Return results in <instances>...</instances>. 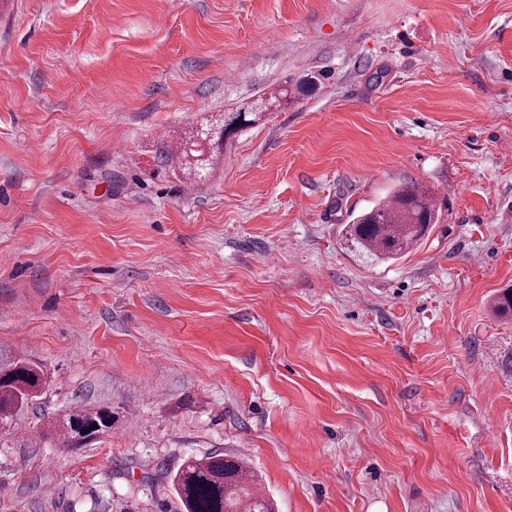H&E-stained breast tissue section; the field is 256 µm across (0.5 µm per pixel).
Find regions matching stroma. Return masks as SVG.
Returning a JSON list of instances; mask_svg holds the SVG:
<instances>
[{"mask_svg":"<svg viewBox=\"0 0 512 512\" xmlns=\"http://www.w3.org/2000/svg\"><path fill=\"white\" fill-rule=\"evenodd\" d=\"M0 349L46 376L0 512H180L165 470L246 460L276 512H512V0H8ZM213 176L155 138L282 87ZM439 224L369 265L401 184ZM104 406L72 452L44 417ZM438 221L435 199L416 184L393 188L383 201L345 226L347 242L368 260H396L428 236Z\"/></svg>","mask_w":512,"mask_h":512,"instance_id":"obj_1","label":"stroma"}]
</instances>
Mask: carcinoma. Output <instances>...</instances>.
Returning a JSON list of instances; mask_svg holds the SVG:
<instances>
[{
	"label": "carcinoma",
	"mask_w": 512,
	"mask_h": 512,
	"mask_svg": "<svg viewBox=\"0 0 512 512\" xmlns=\"http://www.w3.org/2000/svg\"><path fill=\"white\" fill-rule=\"evenodd\" d=\"M260 109L251 106L221 117L205 119L195 133L176 142L166 136L157 138L153 148L160 167L182 172L187 179L208 178L218 163V153L224 144L213 140L202 142L206 133L221 126L223 137L251 123L249 115ZM438 221L435 199L423 187L403 184L393 188L384 200L357 214L345 226L347 242L365 258L382 263L396 260L428 236ZM495 313L499 317L512 315V289H505L495 298ZM43 371L17 357L0 353V434L15 432L21 413L42 396ZM112 420L106 407H76L48 424L49 431L62 448L80 449L84 444L78 430H91ZM257 477L243 461L228 459L222 453L202 458L188 457L171 476L174 494L183 512H273L270 499L258 494Z\"/></svg>",
	"instance_id": "obj_1"
}]
</instances>
